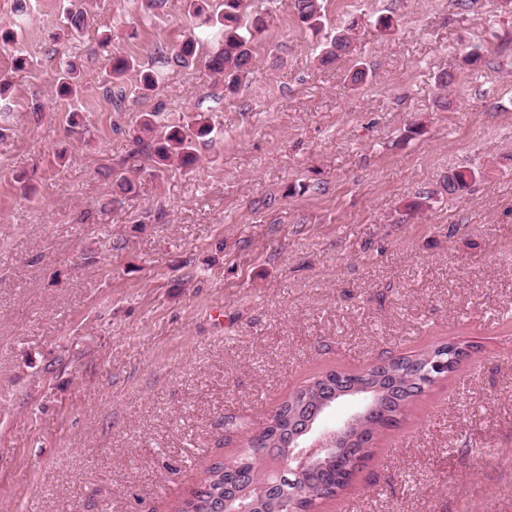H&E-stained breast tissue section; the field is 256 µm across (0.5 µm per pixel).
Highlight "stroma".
Here are the masks:
<instances>
[{"instance_id": "stroma-1", "label": "stroma", "mask_w": 512, "mask_h": 512, "mask_svg": "<svg viewBox=\"0 0 512 512\" xmlns=\"http://www.w3.org/2000/svg\"><path fill=\"white\" fill-rule=\"evenodd\" d=\"M251 3L268 16L253 72L214 100L207 53L153 55L195 30L186 0H90L93 25L59 44L68 0H0L21 28L0 48V512H172L241 450L226 416L262 421L327 366L442 340L471 353L322 512H512V4L324 0L314 34L294 0ZM352 19L348 56L321 65ZM104 36L156 66L154 92L131 74L121 104L105 96ZM69 61L85 90L61 98ZM155 110L224 133L193 170L155 174L132 138ZM462 166L485 176L447 196ZM120 173L141 185L112 211Z\"/></svg>"}]
</instances>
